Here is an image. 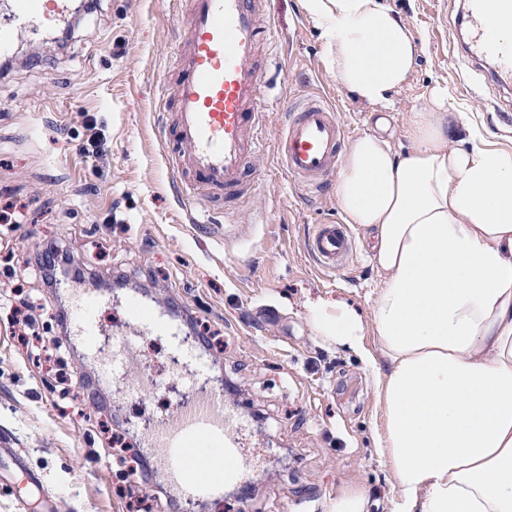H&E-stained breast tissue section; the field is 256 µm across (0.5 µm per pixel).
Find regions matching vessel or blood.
<instances>
[{
	"label": "vessel or blood",
	"instance_id": "obj_1",
	"mask_svg": "<svg viewBox=\"0 0 512 512\" xmlns=\"http://www.w3.org/2000/svg\"><path fill=\"white\" fill-rule=\"evenodd\" d=\"M188 31L171 46L179 70L174 93L160 91L164 137L174 148L166 155L171 179L188 215L202 201L224 196L244 206L255 180L250 170L266 147L269 114L262 103L263 74L256 64L267 27L265 0H186ZM71 0H0V56L11 55L21 34L35 33L46 21L67 22ZM496 14L499 30L486 23ZM468 31L465 53L490 61L496 81H512V0H465ZM345 127L335 109L307 99L288 113L274 149L292 180L316 192L340 165ZM309 252L324 270L344 268L356 253L353 232L343 224L316 225ZM111 300L91 290H74L70 333L98 365L101 384L124 382L139 395L149 383L133 375L135 337H163L188 396L175 415L148 421L139 432L144 447L160 461L168 482L185 498L222 495L246 471V419L224 407V387L210 376L208 354L184 336L160 303L136 294L121 299L128 320L126 337L101 342L99 313Z\"/></svg>",
	"mask_w": 512,
	"mask_h": 512
}]
</instances>
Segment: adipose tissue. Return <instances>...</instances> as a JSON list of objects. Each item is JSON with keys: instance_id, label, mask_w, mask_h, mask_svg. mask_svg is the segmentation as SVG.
<instances>
[{"instance_id": "ef3b65f1", "label": "adipose tissue", "mask_w": 512, "mask_h": 512, "mask_svg": "<svg viewBox=\"0 0 512 512\" xmlns=\"http://www.w3.org/2000/svg\"><path fill=\"white\" fill-rule=\"evenodd\" d=\"M338 86L386 111L419 47L384 0H301ZM463 124L456 147L448 130ZM400 152L353 138L335 195L363 229L382 275L373 326L384 370L375 442L393 469L392 512H512V150L495 146L435 87ZM317 332L362 352L365 326L346 303L311 308Z\"/></svg>"}]
</instances>
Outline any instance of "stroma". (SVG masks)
I'll use <instances>...</instances> for the list:
<instances>
[{
  "label": "stroma",
  "mask_w": 512,
  "mask_h": 512,
  "mask_svg": "<svg viewBox=\"0 0 512 512\" xmlns=\"http://www.w3.org/2000/svg\"><path fill=\"white\" fill-rule=\"evenodd\" d=\"M419 42L414 70L384 115L351 99L336 83L324 43L299 0H268L270 29L257 59L271 97L288 101L322 94L335 107L348 137L375 130L397 149L424 96L436 84L468 110L485 136L512 147V91L487 80V67L462 55L461 0H386ZM96 11L72 23L70 35L43 61L27 64L26 50L44 35L22 37L0 72V202L11 201L16 224L0 223V259L33 299L56 303L23 261L34 249L66 250L94 280L146 284L162 305H178L193 327L221 337L211 351L230 382H242L234 407L250 419L255 447L247 481L254 491H225L206 500L205 512H329L346 487L364 490L371 512H389L395 494L391 465L375 451L385 417L374 401L376 370L362 355L319 336L309 308L342 301L372 323L381 278L366 234L345 270H322L306 251L312 225L336 223L335 180L321 194L294 185L273 154L256 160L253 200L258 224L216 202L210 224L185 221L157 139L158 89L177 74L170 48L184 28L181 0H98ZM92 116L103 155L81 147ZM0 287V448L16 449L28 472L0 477V512H130L128 494L115 490L112 458L99 440L100 424L137 442L135 425L174 412L184 387L172 373L164 339L142 337L135 372L151 387L130 397L98 381L97 366L52 314L43 317L45 342L66 353L83 410L65 408L55 378L33 351L15 341ZM145 480H133L152 512H186L188 503L167 482L150 449Z\"/></svg>",
  "instance_id": "stroma-1"
}]
</instances>
